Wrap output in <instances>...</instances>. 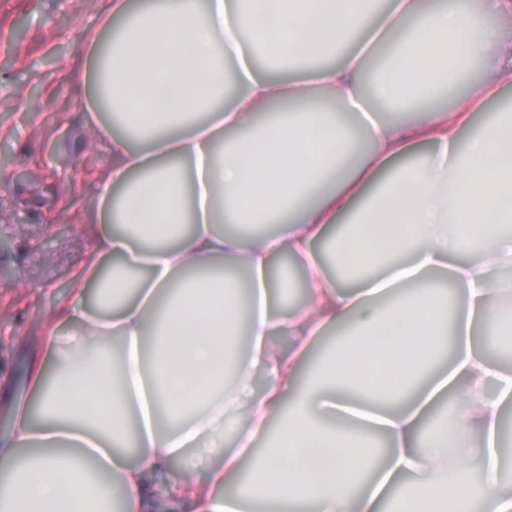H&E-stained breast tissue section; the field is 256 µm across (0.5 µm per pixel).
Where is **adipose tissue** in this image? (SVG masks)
<instances>
[{"instance_id":"obj_1","label":"adipose tissue","mask_w":512,"mask_h":512,"mask_svg":"<svg viewBox=\"0 0 512 512\" xmlns=\"http://www.w3.org/2000/svg\"><path fill=\"white\" fill-rule=\"evenodd\" d=\"M505 16L512 0H391L377 18L367 0H107L74 74L84 110L115 116L98 128L104 230L67 347L42 339L39 418L20 407L0 444V512H148L158 484L194 512H378L386 499L390 512H512V366L484 335H512V283L488 280L512 266V116L472 124L512 87ZM355 39L343 62H322ZM261 52L307 65L259 76L247 61ZM369 99L424 119L362 114ZM419 142L434 152L414 158ZM279 256L304 272L302 309L278 300ZM224 268L247 272V293L202 275ZM441 275L455 311L432 286ZM340 324L350 340L306 374Z\"/></svg>"}]
</instances>
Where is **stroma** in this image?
<instances>
[{"instance_id":"35a3bbf8","label":"stroma","mask_w":512,"mask_h":512,"mask_svg":"<svg viewBox=\"0 0 512 512\" xmlns=\"http://www.w3.org/2000/svg\"><path fill=\"white\" fill-rule=\"evenodd\" d=\"M102 0H0V437L16 388H30L43 336L66 341L63 314L96 261L86 223L108 155L71 73Z\"/></svg>"}]
</instances>
